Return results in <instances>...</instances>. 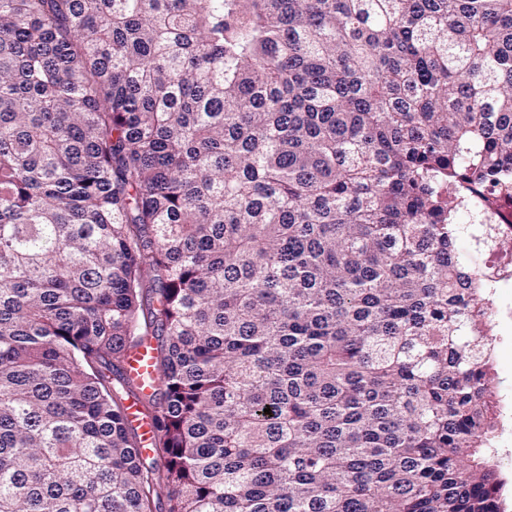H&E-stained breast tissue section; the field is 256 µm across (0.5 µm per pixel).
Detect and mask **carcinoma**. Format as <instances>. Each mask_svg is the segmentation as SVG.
Instances as JSON below:
<instances>
[{"instance_id":"obj_1","label":"carcinoma","mask_w":512,"mask_h":512,"mask_svg":"<svg viewBox=\"0 0 512 512\" xmlns=\"http://www.w3.org/2000/svg\"><path fill=\"white\" fill-rule=\"evenodd\" d=\"M511 180L512 0H0V512H506ZM512 197L510 190L500 189L490 184L478 194L463 198L462 211L467 216L465 224H495L497 238L493 247L477 249L473 242L478 236L469 231L466 239L457 241V249L470 252L474 266L483 275H491V295L495 288L504 289L502 297L509 298L512 293ZM510 286V288H509ZM489 328L495 346L493 360L496 386L499 396H503V402L508 407L503 425L506 429L512 430V324L500 322L492 314ZM152 357L153 351L143 344L133 351L128 366L130 376L137 380L145 394L151 392L156 377ZM505 447V448H504ZM495 458L508 483L504 492L507 511L512 512V443L502 444L495 442Z\"/></svg>"}]
</instances>
